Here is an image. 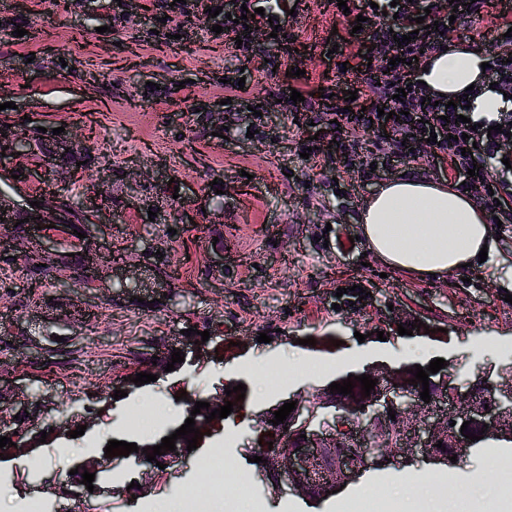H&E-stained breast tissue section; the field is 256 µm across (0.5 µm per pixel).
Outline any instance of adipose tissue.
I'll return each instance as SVG.
<instances>
[{
  "mask_svg": "<svg viewBox=\"0 0 512 512\" xmlns=\"http://www.w3.org/2000/svg\"><path fill=\"white\" fill-rule=\"evenodd\" d=\"M486 60L478 44H455L428 60L419 78L430 92L458 98L467 87L481 86ZM362 232L387 265L436 278L473 262L483 245L493 244L495 227L472 197L424 179L401 178L370 199Z\"/></svg>",
  "mask_w": 512,
  "mask_h": 512,
  "instance_id": "adipose-tissue-1",
  "label": "adipose tissue"
}]
</instances>
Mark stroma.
<instances>
[{"label":"stroma","mask_w":512,"mask_h":512,"mask_svg":"<svg viewBox=\"0 0 512 512\" xmlns=\"http://www.w3.org/2000/svg\"><path fill=\"white\" fill-rule=\"evenodd\" d=\"M139 2L123 9L115 0H0V124L22 134L65 128L89 155L87 169L66 182L34 154L0 156V170L40 173L20 183L15 201H94L86 243L129 257L125 271L103 272L92 288H31L0 272V410L11 415L33 401L39 429L85 428L76 438L47 439L25 465L10 461L0 512H21L32 499L78 512L70 470L103 456L108 441L151 443L180 428L187 399L215 395L228 372L245 384L243 403L254 413L376 361L441 358L461 379L512 362V224L498 229L468 283L455 273L423 278L389 267L358 237L363 207L387 181L413 176L453 187L458 177L428 145L405 162L386 152L365 166L368 133L336 145L331 126L305 109L307 98L344 109L330 49L337 42L355 53L369 42L368 32L354 31L353 16L336 0H306L285 25L290 44L248 24L238 29L241 46L230 48L221 29L240 18L239 0ZM215 7L221 15L209 16ZM189 16L195 25H186ZM507 20L512 0H490L464 34L487 55L512 54L499 36ZM151 82L157 91H148ZM294 90L302 101L291 100ZM355 285L365 299L350 294ZM418 320L429 334L399 335ZM188 328L212 332L207 357L112 400L125 373L178 346ZM262 332L270 342H258ZM307 337L314 345H304ZM293 357L302 359L301 372L263 390L256 362ZM154 399L168 407L164 422L129 431V412ZM259 432L256 422L226 419L193 455L135 491L138 467L118 462L100 473L102 491L87 503L97 512H154L180 501L199 476V456L220 443L251 488L243 500L237 482L225 483L238 512H346L372 492L383 496V512H482L499 483L490 460L512 458V448H494L465 454L453 468L419 463L432 480L423 499L405 472H367L313 511L261 482L248 462ZM475 468L486 483L472 489L465 479Z\"/></svg>","instance_id":"obj_1"}]
</instances>
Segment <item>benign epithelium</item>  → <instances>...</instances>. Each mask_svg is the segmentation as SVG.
<instances>
[{
    "mask_svg": "<svg viewBox=\"0 0 512 512\" xmlns=\"http://www.w3.org/2000/svg\"><path fill=\"white\" fill-rule=\"evenodd\" d=\"M3 144H10L23 152L34 149L30 139L19 136L14 128L0 124V146ZM18 215L28 219L24 223L23 237L17 240L23 254L34 251L46 266H54L56 258L43 244V238L48 235V226H65L72 222L73 217L59 203L48 205L42 202L38 208L29 205L20 207L12 197L1 191L0 217L8 221ZM206 347L208 344L202 343L200 337H182L180 349L181 355L185 356L182 365L193 366L196 357ZM408 369V365L376 363L362 370V373L377 380L368 397L362 395L360 382L356 381L352 393L346 396L332 393L324 385L310 399L293 393L266 408L259 415L262 422L274 419V411L282 405L297 402L296 409L280 424L273 438L278 474L274 485L278 487L283 479H289L294 495L316 507L332 496L333 491L356 482L374 460L389 459L394 464L411 465L422 458L437 466L452 465L449 460L452 453L436 450V444L445 439L450 428L460 433L465 421H471L467 432L481 431L486 441L495 440L507 431L506 418L512 415V384L500 382L501 370L483 367L478 372L479 379L485 381V386L492 393L493 403L477 411L468 406L469 397L465 393L469 389L454 383L448 369L428 374L429 382L440 393L448 395L446 399L438 397L428 403L420 397L421 388L410 382L414 374ZM333 406L352 424L344 427L333 424L327 416ZM390 410L396 412L394 421L388 416ZM14 431L16 428L0 416V436L17 442V446L7 448V455H13L15 450L22 453L37 447V439L41 435L20 443V436ZM335 442L341 448H370L372 454L358 456L345 453L336 459L335 465L329 466L324 462L322 453L325 447ZM175 446V451H166L152 462L146 461V454L143 453V449H151L149 444L138 446V451L131 453V457L143 468L145 478L149 479L158 470L156 462L168 465L188 453L186 440H176Z\"/></svg>",
    "mask_w": 512,
    "mask_h": 512,
    "instance_id": "1",
    "label": "benign epithelium"
}]
</instances>
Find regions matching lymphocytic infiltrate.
Instances as JSON below:
<instances>
[{
  "mask_svg": "<svg viewBox=\"0 0 512 512\" xmlns=\"http://www.w3.org/2000/svg\"><path fill=\"white\" fill-rule=\"evenodd\" d=\"M428 8L441 23L437 31L423 33L418 29L415 14L405 4L395 7L400 22L396 27H380L376 40L382 64L389 70L380 77L363 78L358 82L359 98L373 103L368 117L355 112H340L338 133L351 137L357 131L371 132L372 147L390 141L399 147L401 154L419 142L436 136L437 149L443 153L451 169L464 174L466 185L476 183L492 186L491 195L483 203L491 219L512 224V168L504 161L512 157V136L489 133L491 124L507 125L512 122V108L498 112L495 119H482L479 129L464 123L469 115L465 99H457L455 106L433 104L427 101V91L418 81L419 56H433L448 46L449 40L458 35L467 18L477 15L485 0H426ZM406 89L404 99H396L398 89ZM391 112V119H384V112ZM478 168V176H468L467 171Z\"/></svg>",
  "mask_w": 512,
  "mask_h": 512,
  "instance_id": "1",
  "label": "lymphocytic infiltrate"
}]
</instances>
